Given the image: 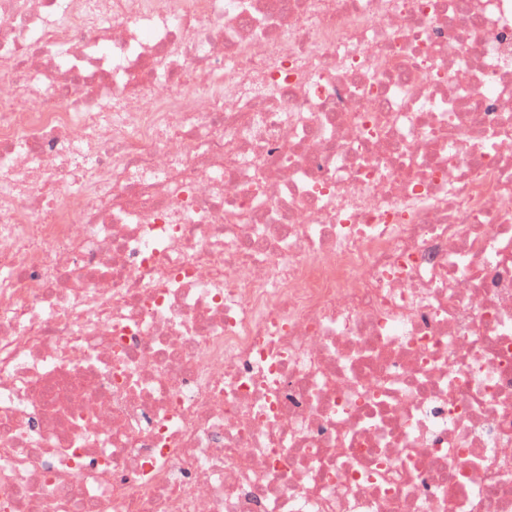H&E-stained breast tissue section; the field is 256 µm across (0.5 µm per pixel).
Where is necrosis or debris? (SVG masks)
Instances as JSON below:
<instances>
[{
  "instance_id": "necrosis-or-debris-1",
  "label": "necrosis or debris",
  "mask_w": 512,
  "mask_h": 512,
  "mask_svg": "<svg viewBox=\"0 0 512 512\" xmlns=\"http://www.w3.org/2000/svg\"><path fill=\"white\" fill-rule=\"evenodd\" d=\"M0 512H512V0H0Z\"/></svg>"
}]
</instances>
